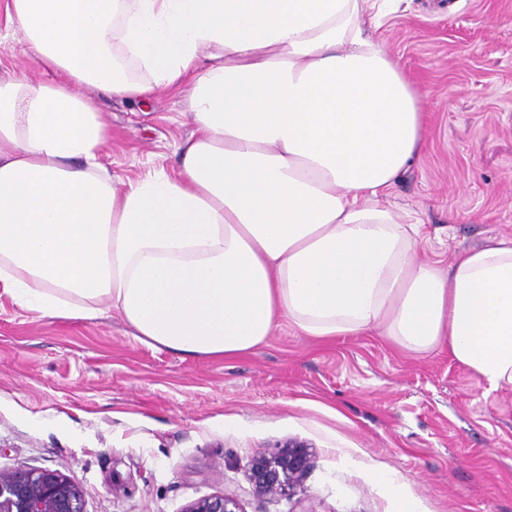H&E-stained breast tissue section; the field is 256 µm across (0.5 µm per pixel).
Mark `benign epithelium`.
<instances>
[{"label":"benign epithelium","instance_id":"obj_1","mask_svg":"<svg viewBox=\"0 0 512 512\" xmlns=\"http://www.w3.org/2000/svg\"><path fill=\"white\" fill-rule=\"evenodd\" d=\"M313 448L299 442L253 456L248 481L257 497L288 496L313 464ZM84 490L58 469L0 470V512H85ZM183 512H242L234 493L222 492L189 503Z\"/></svg>","mask_w":512,"mask_h":512}]
</instances>
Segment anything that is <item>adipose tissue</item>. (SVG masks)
<instances>
[{
	"mask_svg": "<svg viewBox=\"0 0 512 512\" xmlns=\"http://www.w3.org/2000/svg\"><path fill=\"white\" fill-rule=\"evenodd\" d=\"M367 2L6 0L50 78L0 77V290L58 321L115 310L193 358L250 354L284 324L375 330L512 390V236L444 270L416 261L423 226L385 196L427 114ZM185 79L195 130L175 175L117 186L82 87L143 100Z\"/></svg>",
	"mask_w": 512,
	"mask_h": 512,
	"instance_id": "adipose-tissue-1",
	"label": "adipose tissue"
}]
</instances>
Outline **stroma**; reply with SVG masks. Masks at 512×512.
<instances>
[{"label": "stroma", "instance_id": "stroma-1", "mask_svg": "<svg viewBox=\"0 0 512 512\" xmlns=\"http://www.w3.org/2000/svg\"><path fill=\"white\" fill-rule=\"evenodd\" d=\"M371 36L429 114L419 163L389 190L425 225L419 259L444 268L512 235V0H394ZM0 75L44 77L1 25ZM189 94L88 90L114 180L176 170ZM291 440L315 450L307 478L287 497L251 494L254 453ZM29 467L76 479L86 512H183L227 490L243 512H402L408 496L420 512H512V391L485 393L447 350L407 353L374 331L321 342L284 326L248 356L194 359L141 342L117 312L64 323L0 292V469Z\"/></svg>", "mask_w": 512, "mask_h": 512}]
</instances>
